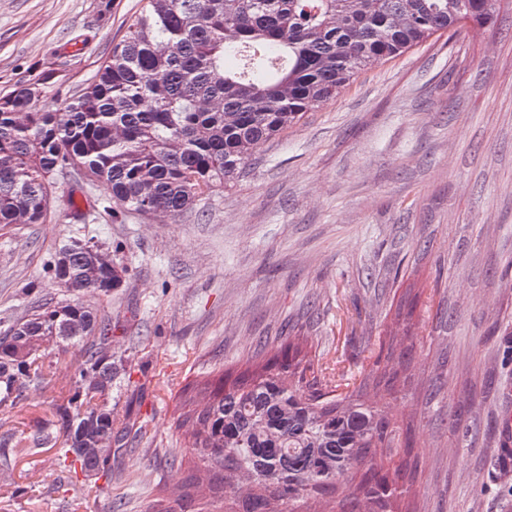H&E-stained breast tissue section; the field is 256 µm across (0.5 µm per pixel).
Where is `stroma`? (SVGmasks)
<instances>
[{
	"label": "stroma",
	"mask_w": 512,
	"mask_h": 512,
	"mask_svg": "<svg viewBox=\"0 0 512 512\" xmlns=\"http://www.w3.org/2000/svg\"><path fill=\"white\" fill-rule=\"evenodd\" d=\"M141 0H0V96L56 62L37 107L52 111L94 76ZM91 40L77 49L78 36ZM106 186L58 177L41 224L0 225V330L71 298L46 275L69 239L126 270L83 302L111 317L112 409L146 420L157 449L129 444L111 479L69 483L51 449L0 472V512H148L186 473L178 394L288 341L360 374L381 338L413 345L411 382L389 402L417 472L410 512H512L493 475L503 389L512 385V0L494 26L435 38L361 74L230 186L180 216L103 215ZM96 214L77 223L74 211ZM412 320L396 318L407 289ZM64 353L32 395L0 412L31 433L73 371Z\"/></svg>",
	"instance_id": "obj_1"
}]
</instances>
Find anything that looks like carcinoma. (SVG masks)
<instances>
[{
  "instance_id": "carcinoma-1",
  "label": "carcinoma",
  "mask_w": 512,
  "mask_h": 512,
  "mask_svg": "<svg viewBox=\"0 0 512 512\" xmlns=\"http://www.w3.org/2000/svg\"><path fill=\"white\" fill-rule=\"evenodd\" d=\"M484 0H142L140 11L91 81L57 112L36 101L53 77L0 97V224H39L54 179L75 174L103 182L112 203L176 216L200 197L236 181L265 143L334 98L351 80L434 37L490 24ZM232 49L238 59L224 68ZM48 275L76 295L42 307L0 335V409L25 398L24 376L41 382L52 353L19 352L52 340L78 359L54 398L53 418L33 434H0V469L12 449L50 448L63 471L112 474L130 437L146 438L112 412V318L78 298L107 295L115 271H92L101 247L64 246ZM412 348L380 341L362 379L337 371L290 342L255 368L227 370L197 401L181 399L177 426L192 438L194 460L183 486L164 491L152 512H210L234 502L251 477L243 512H402L413 475L392 466L408 434L381 402L406 389ZM379 392L371 402L367 390ZM113 441L104 458L84 451ZM336 463L332 472L321 462ZM350 492L336 500V488Z\"/></svg>"
}]
</instances>
